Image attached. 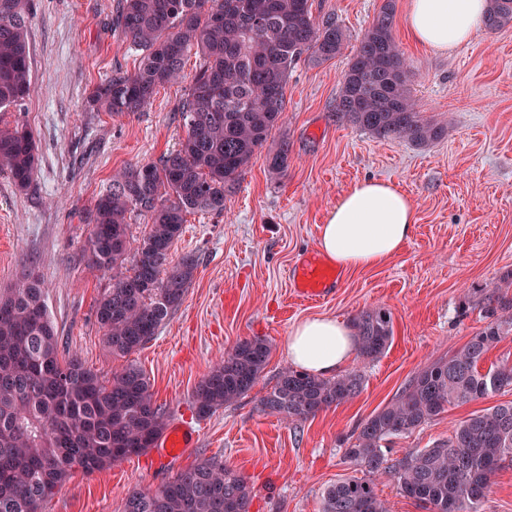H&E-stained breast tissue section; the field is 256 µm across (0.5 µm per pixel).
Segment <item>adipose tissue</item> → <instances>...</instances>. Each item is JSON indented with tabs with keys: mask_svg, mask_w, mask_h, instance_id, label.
<instances>
[{
	"mask_svg": "<svg viewBox=\"0 0 512 512\" xmlns=\"http://www.w3.org/2000/svg\"><path fill=\"white\" fill-rule=\"evenodd\" d=\"M487 5V0H409L407 28L419 44L448 52L474 38ZM415 222V208L406 194L388 182L369 179L337 199L320 226L317 245L339 268H373L403 250ZM354 352L350 329L331 317L303 319L288 338L290 362L319 377L338 373Z\"/></svg>",
	"mask_w": 512,
	"mask_h": 512,
	"instance_id": "obj_1",
	"label": "adipose tissue"
}]
</instances>
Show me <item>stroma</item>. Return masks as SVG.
<instances>
[{
  "mask_svg": "<svg viewBox=\"0 0 512 512\" xmlns=\"http://www.w3.org/2000/svg\"><path fill=\"white\" fill-rule=\"evenodd\" d=\"M383 2L313 0L314 16L332 17L347 33L345 49L294 69L285 121L255 154L223 213L188 215L170 249L171 260L191 255L198 263L182 302L142 348L116 357L96 321L112 275L87 264L88 217L113 175L177 149L184 134L178 107L200 58L188 54L181 79L159 87L146 111L111 117L93 109L90 97L106 76L134 71L139 60L112 27L117 0H31V90L22 105L0 110V129L30 131L38 161L23 191L0 172V289L24 273L38 275L60 354L78 355L106 381L138 366L168 424L199 433L171 460L154 447L104 472L75 474L42 512H122L130 492L155 490L209 459L244 476L250 512H321L328 485L362 474L345 455L354 430L485 326V297L512 275V25L438 53L410 40L409 0H395L394 35L411 95L418 111L447 131L422 146L379 141L338 118L336 103L341 74ZM283 142L288 172L279 177L267 157ZM367 178L389 181L411 198V240L378 267L343 272L332 299L294 296L293 263L315 251L337 198ZM378 308L391 312L394 338L378 360H350L364 373L358 396L295 423L262 411L261 398L291 366L287 341L297 321L328 315L349 323ZM257 337L270 355L255 385L210 417H197V382L236 342ZM507 401L512 391L449 406L396 439L390 456L430 447L458 420Z\"/></svg>",
  "mask_w": 512,
  "mask_h": 512,
  "instance_id": "obj_1",
  "label": "stroma"
}]
</instances>
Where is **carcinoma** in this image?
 Wrapping results in <instances>:
<instances>
[{
	"label": "carcinoma",
	"mask_w": 512,
	"mask_h": 512,
	"mask_svg": "<svg viewBox=\"0 0 512 512\" xmlns=\"http://www.w3.org/2000/svg\"><path fill=\"white\" fill-rule=\"evenodd\" d=\"M484 29L512 23V0H487ZM28 0H0V109L21 104L31 87ZM395 0H385L341 75L336 114L373 138L424 145L444 127L424 119L394 36ZM112 26L136 50L137 68L115 71L92 101L113 116L143 111L159 87L177 79L187 53L203 63L179 112L185 136L157 163L129 166L96 199L86 243L88 264L113 271L112 288L96 319L112 354L139 349L183 300L197 262L169 260L186 216L224 212L229 193L254 154L283 122L285 88L294 65L342 51L345 31L330 17L316 20L311 0H118ZM288 142L269 154V168L288 171ZM37 147L26 130H0V171L23 190L31 183ZM147 215L149 231L134 239L132 217ZM512 308L498 291L486 298L491 321L460 350L427 366L369 417L346 455L364 476L340 480L322 512H388L374 477L387 474L428 512H481L492 480L512 461V401L472 413L448 439L390 462L387 444L428 424L450 405L512 391V364L478 369L509 334L495 319ZM351 326L358 355L381 357L393 340L389 312H361ZM270 354L262 339L238 341L192 394L200 418L247 393ZM360 371L320 378L289 369L260 402L287 422L308 419L357 396ZM167 415L146 374L130 364L106 383L75 355L62 357L42 282L28 274L0 293V512H41L70 474L101 472L156 445ZM245 479L204 460L152 491H134L122 512H250Z\"/></svg>",
	"instance_id": "1"
}]
</instances>
